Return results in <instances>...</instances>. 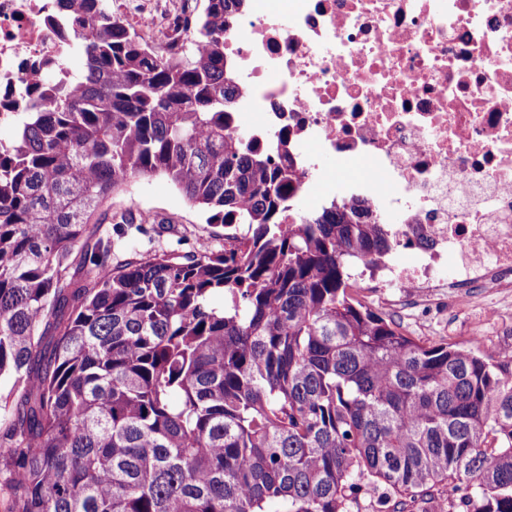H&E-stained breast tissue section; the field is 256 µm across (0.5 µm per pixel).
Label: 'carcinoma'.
Returning a JSON list of instances; mask_svg holds the SVG:
<instances>
[{"label":"carcinoma","instance_id":"carcinoma-1","mask_svg":"<svg viewBox=\"0 0 512 512\" xmlns=\"http://www.w3.org/2000/svg\"><path fill=\"white\" fill-rule=\"evenodd\" d=\"M0 141V512H512V356L421 342L353 292L410 240L357 203L283 223L298 177L228 130L224 17L159 54L107 0ZM166 176L199 256L112 262L103 209ZM223 297V304L214 302Z\"/></svg>","mask_w":512,"mask_h":512}]
</instances>
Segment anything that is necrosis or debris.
I'll return each instance as SVG.
<instances>
[{
    "mask_svg": "<svg viewBox=\"0 0 512 512\" xmlns=\"http://www.w3.org/2000/svg\"><path fill=\"white\" fill-rule=\"evenodd\" d=\"M56 10L0 0V123L27 111L42 60L74 57ZM224 59L231 131L291 161L319 204L325 159L357 167L341 201L410 239L373 287L447 289L469 325L493 313L512 334V0H248Z\"/></svg>",
    "mask_w": 512,
    "mask_h": 512,
    "instance_id": "1",
    "label": "necrosis or debris"
}]
</instances>
